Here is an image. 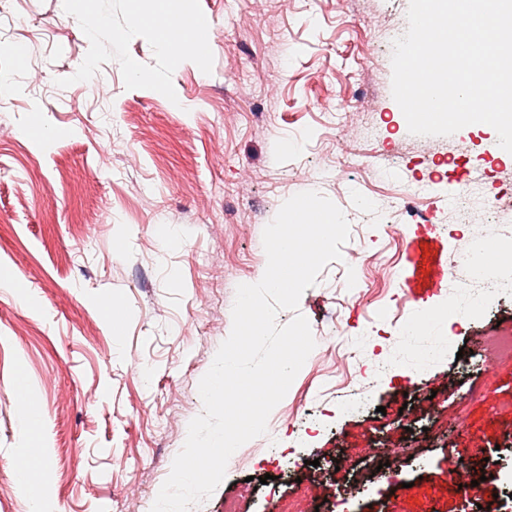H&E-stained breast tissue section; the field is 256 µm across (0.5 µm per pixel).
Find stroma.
Instances as JSON below:
<instances>
[{"mask_svg": "<svg viewBox=\"0 0 512 512\" xmlns=\"http://www.w3.org/2000/svg\"><path fill=\"white\" fill-rule=\"evenodd\" d=\"M408 6L155 0L198 31L196 59L132 26L131 0H0V46L22 50L0 93V272L14 277L0 288V512H24L27 494L50 512H150L236 288L265 271L263 230L304 191L350 223L341 260L277 316H305L316 346L266 435L191 512L240 493L249 512L512 499V361L490 353L512 335V294L453 317L457 282L512 281L493 260L512 217L461 225L447 200L403 195L452 175L512 209V154L487 125L409 133L386 52ZM91 10L106 24L90 28ZM463 244L481 269L451 267ZM22 443L39 468L17 464ZM460 456L477 498L448 484Z\"/></svg>", "mask_w": 512, "mask_h": 512, "instance_id": "obj_1", "label": "stroma"}]
</instances>
